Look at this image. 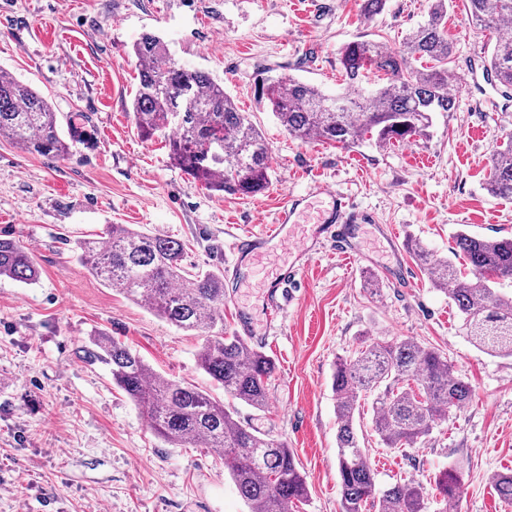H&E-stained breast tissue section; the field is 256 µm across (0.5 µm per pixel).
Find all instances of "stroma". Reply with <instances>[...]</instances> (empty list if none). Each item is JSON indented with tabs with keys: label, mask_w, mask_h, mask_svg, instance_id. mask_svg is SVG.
Segmentation results:
<instances>
[{
	"label": "stroma",
	"mask_w": 512,
	"mask_h": 512,
	"mask_svg": "<svg viewBox=\"0 0 512 512\" xmlns=\"http://www.w3.org/2000/svg\"><path fill=\"white\" fill-rule=\"evenodd\" d=\"M429 0H386L365 15L362 0H0V68L52 103L61 129L88 141L50 160L0 137V237L34 255L32 283L0 278V512H247L217 448H173L150 430L107 366L88 362L89 336L120 339L153 369L216 399L224 389L196 363L200 337L102 285L76 257L78 241L129 224L185 245L187 266L220 270L230 236L271 224L285 193L317 181L351 198L373 225L363 245L376 263L343 257L327 242L284 309L280 335L261 349L276 371L268 406H238L247 426L292 448L308 485L296 512H340L338 420L332 377L361 342L410 338L439 350L475 389L425 445L387 448L360 419L379 486L427 481L465 464L460 495L427 512H512L494 474L512 473V358L479 352L461 330L447 291L432 288L407 243L451 257L454 236L512 238V200L486 188L493 151L512 145V103L482 66L492 45L452 0V111L428 136L347 149L288 136L259 94L262 79L290 76L324 92L346 91L339 56L369 40L399 48L428 17ZM161 36L180 63L207 72L262 130L270 183L250 197L205 190L169 157L165 137L141 138L128 112L136 86L132 45ZM405 264L404 287L383 265Z\"/></svg>",
	"instance_id": "stroma-1"
}]
</instances>
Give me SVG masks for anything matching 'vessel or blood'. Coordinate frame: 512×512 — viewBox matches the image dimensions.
Instances as JSON below:
<instances>
[{"mask_svg": "<svg viewBox=\"0 0 512 512\" xmlns=\"http://www.w3.org/2000/svg\"><path fill=\"white\" fill-rule=\"evenodd\" d=\"M354 207L350 198L326 183L314 184L304 195H286L274 224L262 231L237 234L231 245L234 269L257 270L260 261L277 249H284L288 260L275 274L259 278L265 326L256 331L250 313H241L239 325L260 339L277 335L282 329L287 297L292 295L312 259L326 241L335 240L339 249L351 257H363L359 227L352 224Z\"/></svg>", "mask_w": 512, "mask_h": 512, "instance_id": "1", "label": "vessel or blood"}]
</instances>
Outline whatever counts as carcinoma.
I'll return each instance as SVG.
<instances>
[{
    "mask_svg": "<svg viewBox=\"0 0 512 512\" xmlns=\"http://www.w3.org/2000/svg\"><path fill=\"white\" fill-rule=\"evenodd\" d=\"M471 26L492 35L487 71L512 86V0H465ZM448 0H432L428 20L395 50L356 40L340 52L345 83L359 91L326 94L293 77L265 78L262 97L289 136L347 149L369 134L381 144L427 135L433 115L454 107L448 95V64L454 39L445 18ZM138 86L132 100L136 129L149 140L169 126V154L193 182L229 195L253 196L269 185L270 155L262 132L203 70L182 65L156 34H142L132 46ZM420 62L416 67L413 62ZM379 84L365 92L366 73ZM0 137L27 154L59 159L70 149L51 103L12 73L0 69ZM488 190L512 199V148L489 159ZM453 258L435 259L410 242V253L434 288L449 289L463 316L466 335L480 351L512 357V297L492 284L512 281V238H488L464 231L454 237ZM84 266L105 285L146 306L170 325L202 337L201 369L232 399L263 410L275 372L273 361L245 338L224 335V273L184 266L183 243L114 224L106 237L77 243ZM469 268L462 274L455 263ZM38 269L32 254L12 239H0V278L30 283ZM89 359L110 367L112 380L147 414L151 431L175 448H220L224 467L248 512H287L307 497L292 449L241 423L236 411L194 385L156 372L128 345L103 335L89 337ZM332 389L339 419L336 459L341 512H426L429 491L415 480L376 488L374 471L354 426L368 393L377 412L374 432L389 448L422 444L453 408L469 402L473 386L439 351L412 339L376 340L336 364ZM464 466L440 471L435 491L443 500L458 496ZM498 494L512 502V473L493 478Z\"/></svg>",
    "mask_w": 512,
    "mask_h": 512,
    "instance_id": "1",
    "label": "carcinoma"
}]
</instances>
